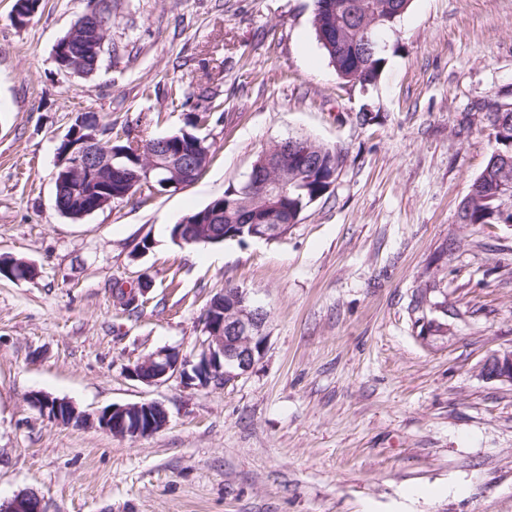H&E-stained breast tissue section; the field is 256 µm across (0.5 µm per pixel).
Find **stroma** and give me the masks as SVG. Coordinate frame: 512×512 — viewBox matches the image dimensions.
<instances>
[{
	"label": "stroma",
	"instance_id": "obj_1",
	"mask_svg": "<svg viewBox=\"0 0 512 512\" xmlns=\"http://www.w3.org/2000/svg\"><path fill=\"white\" fill-rule=\"evenodd\" d=\"M0 0V502L46 512H512V227L458 212L490 153L477 102L512 99V0H412L376 86L337 80L313 0H110L97 72L53 49L86 0H40L25 26ZM223 121L191 122L175 89ZM158 137L183 127L213 159L178 191L80 220L54 206L77 113ZM372 113L360 124V113ZM344 156L285 237L181 245L169 228L243 181L276 142ZM149 281L143 313L117 291ZM235 286L268 312L265 354L223 389L147 385L151 353L192 357L203 313ZM95 414L155 401L167 425L119 438L60 425L33 394ZM483 371L489 378L512 384V350L492 354L486 359ZM1 512H46L42 500L32 493L19 492L11 500L1 504Z\"/></svg>",
	"mask_w": 512,
	"mask_h": 512
}]
</instances>
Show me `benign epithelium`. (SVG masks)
<instances>
[{
    "label": "benign epithelium",
    "instance_id": "7a95c632",
    "mask_svg": "<svg viewBox=\"0 0 512 512\" xmlns=\"http://www.w3.org/2000/svg\"><path fill=\"white\" fill-rule=\"evenodd\" d=\"M399 9L391 7L382 15H376L366 25L367 47L371 55L382 54L385 44L370 34L375 27L391 26L398 16ZM95 22L97 31L104 34L99 40L90 42L87 52L101 57L110 24L111 13L97 0H89L86 10L71 26L75 31L86 25L87 20ZM59 70L73 76H81L79 55L60 51L55 58ZM102 127L93 115L79 114L69 128L58 148V162L55 171L57 187H66L75 194L92 180H104L100 195L92 203L84 204L83 215L96 212L112 202V185L125 188L131 193L137 187L152 191L183 189L197 180L201 171L198 165L199 154L204 140L189 132H184L186 144L177 153L168 147V139L152 142L148 165L138 173H132L128 164L122 162L126 152L103 145L100 136ZM308 164V152L295 147V139L276 143L272 150L256 161L251 172L238 189L235 204H251L258 199L275 200L288 193V168L301 169ZM247 293L238 289L219 296L209 305L204 316V330L207 333L201 351L193 360L186 359L176 351L161 349L140 361V369L131 376L151 385L164 382L172 376H179L188 386L224 388L232 382L252 372L265 351L267 336L264 328L267 312L259 305L240 308L238 301L246 300ZM486 376L512 384V350L496 352L488 357L483 365ZM37 407L51 420L72 424H101V428L120 437H145L152 435L168 422L167 410L157 402H143L114 405L112 408L90 416L79 412L69 401L63 399H43L34 396ZM0 512H45L42 500L32 493L19 492L11 500L1 504Z\"/></svg>",
    "mask_w": 512,
    "mask_h": 512
}]
</instances>
